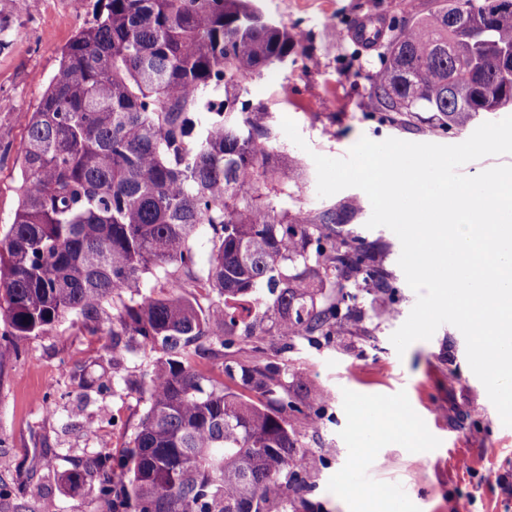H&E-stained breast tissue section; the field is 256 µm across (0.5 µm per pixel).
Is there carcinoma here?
<instances>
[{
	"instance_id": "cac0c4a2",
	"label": "carcinoma",
	"mask_w": 512,
	"mask_h": 512,
	"mask_svg": "<svg viewBox=\"0 0 512 512\" xmlns=\"http://www.w3.org/2000/svg\"><path fill=\"white\" fill-rule=\"evenodd\" d=\"M467 2L453 19L448 0H429L389 24L369 91L384 120L406 127L431 112L451 128L512 101L499 64L512 50V8ZM305 52L301 32L253 0H105L27 120L21 193L0 230V340L16 351L70 317L114 348L162 353L131 441L67 476L103 512H297L288 492L309 489L288 414L319 420L320 400L290 394L274 361L226 360L222 382L190 362L201 339L222 355L270 313L287 348L327 340L366 316L350 284L393 290L345 228L346 206L299 205L297 162L243 90ZM149 275L164 283L142 293ZM182 276L216 295L215 307L184 295ZM131 288L138 299L123 301Z\"/></svg>"
}]
</instances>
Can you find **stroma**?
<instances>
[{"instance_id": "obj_1", "label": "stroma", "mask_w": 512, "mask_h": 512, "mask_svg": "<svg viewBox=\"0 0 512 512\" xmlns=\"http://www.w3.org/2000/svg\"><path fill=\"white\" fill-rule=\"evenodd\" d=\"M426 0H256L270 19L301 31L306 54L287 70V85H266L262 100L275 121L292 119L304 139L297 146L278 134L277 147L297 157L307 180L303 205L352 209L349 226L377 249L392 274L394 295H365L375 307L353 332L283 349L272 319L262 335L244 339L236 360L253 362L254 346L284 365L305 385L308 398L329 392L323 420L294 414L289 422L306 452L313 486L307 512H454L471 500L470 512H512V427L504 426L487 392L469 367L466 343L453 325L397 354L391 335L405 322L417 295L398 265L401 243L388 228H367V195L347 188L317 193L313 154L346 157L360 138L381 142L459 144L481 123L512 115V107L485 112L459 128L423 119L405 128L373 110L368 77L379 66L376 51L348 76L353 49L348 30L365 14L411 17ZM99 0H0V228L18 203L17 148L27 119L58 68L62 48L92 20ZM99 337L62 323L21 340L19 350L0 346V485L10 494L0 512H100L98 503L71 489L66 476L97 454L120 451L147 407L133 389L146 380L155 352L124 349L112 356ZM108 373V390L82 388L80 372ZM389 399L401 408L413 436L390 437L372 448L359 444V404ZM51 467H44V460Z\"/></svg>"}]
</instances>
